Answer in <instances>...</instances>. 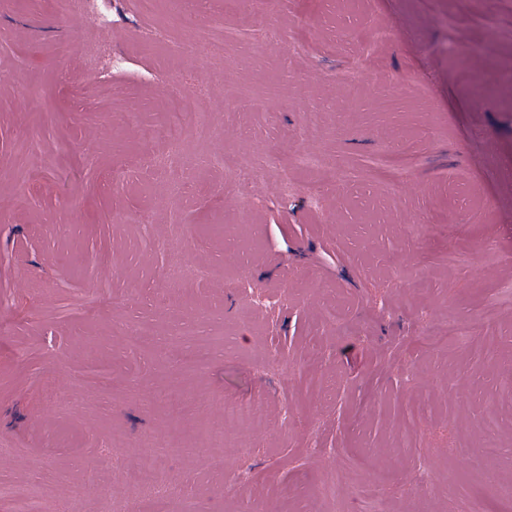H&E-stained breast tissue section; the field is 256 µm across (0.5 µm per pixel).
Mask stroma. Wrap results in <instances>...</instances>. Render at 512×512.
Listing matches in <instances>:
<instances>
[{
	"label": "stroma",
	"instance_id": "stroma-1",
	"mask_svg": "<svg viewBox=\"0 0 512 512\" xmlns=\"http://www.w3.org/2000/svg\"><path fill=\"white\" fill-rule=\"evenodd\" d=\"M138 2L98 23L66 0H0V512L31 490L44 512H139L126 474L147 459L200 512H501L512 0H208L193 30ZM165 35L213 48L176 62ZM175 90L213 127L137 168L168 148L124 116L160 125ZM314 105L325 125L304 129ZM396 143L409 166L378 184ZM287 150L319 162L286 193ZM221 153L257 156L256 177L199 167ZM175 259L208 274L172 284ZM485 309L469 342L421 348L432 321ZM188 342L214 353L180 366ZM228 401L263 407L251 447L224 434ZM103 453L112 479L96 484Z\"/></svg>",
	"mask_w": 512,
	"mask_h": 512
}]
</instances>
